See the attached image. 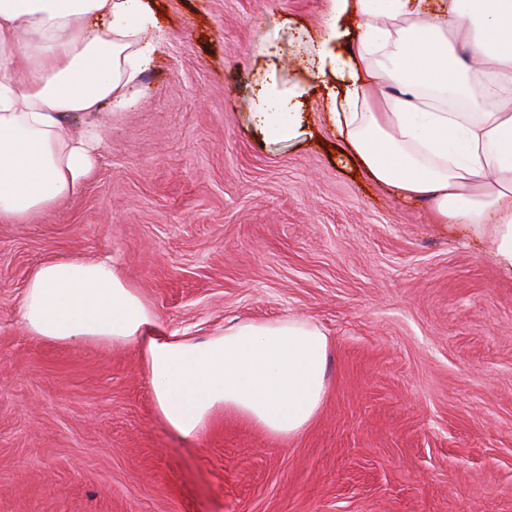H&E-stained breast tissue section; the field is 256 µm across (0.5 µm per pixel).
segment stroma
I'll return each instance as SVG.
<instances>
[{
	"label": "stroma",
	"instance_id": "35a3bbf8",
	"mask_svg": "<svg viewBox=\"0 0 512 512\" xmlns=\"http://www.w3.org/2000/svg\"><path fill=\"white\" fill-rule=\"evenodd\" d=\"M164 48L98 114L84 189L0 224V512H512V275L358 175L311 66L328 0H148ZM281 102L284 129L255 113ZM111 258L165 331L300 318L329 341L299 435L158 420L132 346L21 322L41 263Z\"/></svg>",
	"mask_w": 512,
	"mask_h": 512
}]
</instances>
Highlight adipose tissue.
Wrapping results in <instances>:
<instances>
[{
  "mask_svg": "<svg viewBox=\"0 0 512 512\" xmlns=\"http://www.w3.org/2000/svg\"><path fill=\"white\" fill-rule=\"evenodd\" d=\"M357 17L336 60L331 121L376 184L431 205L436 223L492 239L512 273V0H330L325 39ZM146 0H0V224L78 195L104 141L72 113L125 106L154 27ZM22 321L56 343L137 344L154 410L197 441L235 415L276 439L301 433L327 392L328 340L301 319L243 321L205 338L158 330L152 306L101 259L37 266ZM337 26L340 36L331 45V48L334 54L346 58L352 47V35L350 34L353 32V21L350 14L343 15L338 21Z\"/></svg>",
  "mask_w": 512,
  "mask_h": 512,
  "instance_id": "1",
  "label": "adipose tissue"
}]
</instances>
